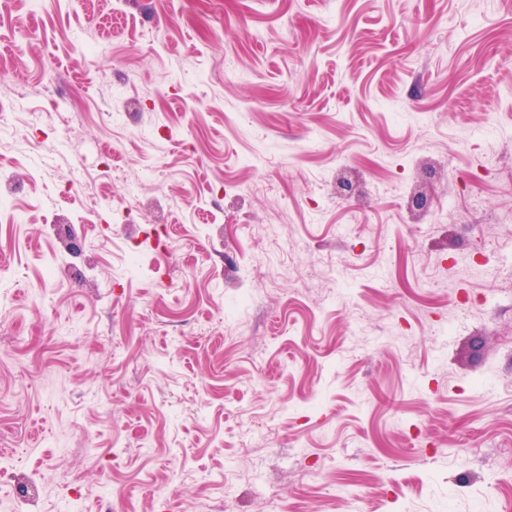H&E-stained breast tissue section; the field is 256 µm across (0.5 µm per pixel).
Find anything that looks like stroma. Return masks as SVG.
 Wrapping results in <instances>:
<instances>
[{"mask_svg": "<svg viewBox=\"0 0 512 512\" xmlns=\"http://www.w3.org/2000/svg\"><path fill=\"white\" fill-rule=\"evenodd\" d=\"M0 62V512H512V0H0Z\"/></svg>", "mask_w": 512, "mask_h": 512, "instance_id": "1", "label": "stroma"}]
</instances>
